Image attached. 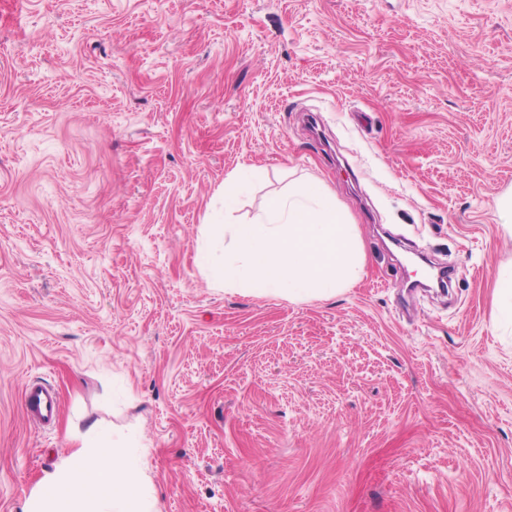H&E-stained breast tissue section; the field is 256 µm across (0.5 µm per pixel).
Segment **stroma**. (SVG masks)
<instances>
[{"instance_id":"35a3bbf8","label":"stroma","mask_w":512,"mask_h":512,"mask_svg":"<svg viewBox=\"0 0 512 512\" xmlns=\"http://www.w3.org/2000/svg\"><path fill=\"white\" fill-rule=\"evenodd\" d=\"M234 173L324 180L361 281L213 287ZM510 188L512 0H0V512L95 421L161 512H512ZM498 309L509 314L512 319V265L500 276L497 282ZM26 416L40 427H49L57 413L56 393L40 383L27 384L21 394Z\"/></svg>"}]
</instances>
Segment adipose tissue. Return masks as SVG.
<instances>
[{
  "instance_id": "adipose-tissue-1",
  "label": "adipose tissue",
  "mask_w": 512,
  "mask_h": 512,
  "mask_svg": "<svg viewBox=\"0 0 512 512\" xmlns=\"http://www.w3.org/2000/svg\"><path fill=\"white\" fill-rule=\"evenodd\" d=\"M79 440L25 512H159L145 458L114 447L111 433L95 424Z\"/></svg>"
}]
</instances>
